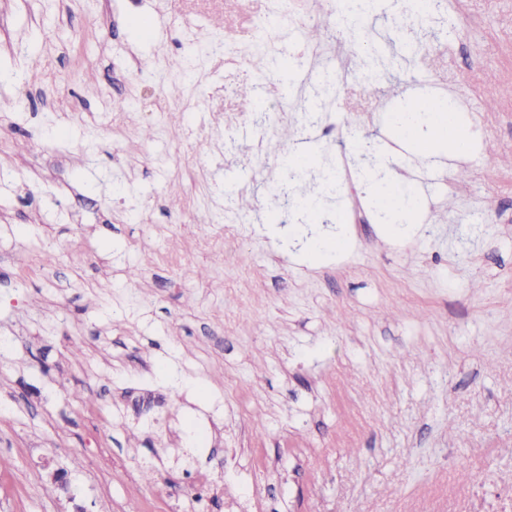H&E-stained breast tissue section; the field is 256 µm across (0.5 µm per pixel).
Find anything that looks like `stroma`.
Segmentation results:
<instances>
[{
    "label": "stroma",
    "instance_id": "obj_1",
    "mask_svg": "<svg viewBox=\"0 0 512 512\" xmlns=\"http://www.w3.org/2000/svg\"><path fill=\"white\" fill-rule=\"evenodd\" d=\"M407 5L351 32L298 0L318 45L269 30V54L335 79L309 123V84L270 92L250 63L277 0H0V68L28 73L0 79V512L512 504V0H451L446 36L396 65ZM411 87L484 145L416 163L386 125ZM360 141L394 154L427 221L380 224ZM306 150L339 176L331 221L270 223L267 187ZM230 184L251 207L224 226ZM318 237L348 245L312 262Z\"/></svg>",
    "mask_w": 512,
    "mask_h": 512
}]
</instances>
